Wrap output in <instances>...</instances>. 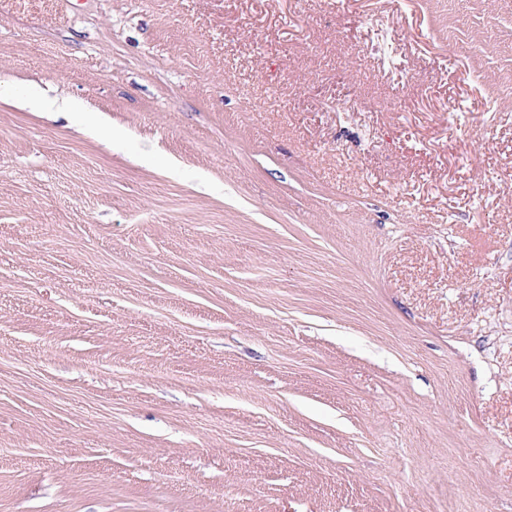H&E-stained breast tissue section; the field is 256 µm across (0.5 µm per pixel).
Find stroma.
Wrapping results in <instances>:
<instances>
[{"label": "stroma", "mask_w": 512, "mask_h": 512, "mask_svg": "<svg viewBox=\"0 0 512 512\" xmlns=\"http://www.w3.org/2000/svg\"><path fill=\"white\" fill-rule=\"evenodd\" d=\"M510 85L512 0H0V512H512ZM34 109H52L64 112H76L82 110V104L78 101L67 100L59 103L56 99H49L39 86H31L20 98Z\"/></svg>", "instance_id": "1"}]
</instances>
